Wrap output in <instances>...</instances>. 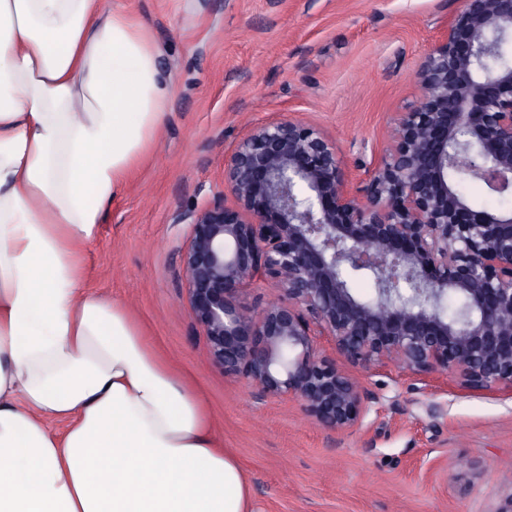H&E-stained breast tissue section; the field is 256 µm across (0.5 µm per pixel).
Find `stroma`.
Returning a JSON list of instances; mask_svg holds the SVG:
<instances>
[{"instance_id": "1", "label": "stroma", "mask_w": 512, "mask_h": 512, "mask_svg": "<svg viewBox=\"0 0 512 512\" xmlns=\"http://www.w3.org/2000/svg\"><path fill=\"white\" fill-rule=\"evenodd\" d=\"M461 0H133L173 94L153 154L83 255L85 288L128 305L202 391L253 512H499L512 498V390L475 391L398 365L339 361L368 394L332 433L298 400L260 395L210 361L185 300L181 213L224 195V158L293 118L364 186L418 105L417 74Z\"/></svg>"}]
</instances>
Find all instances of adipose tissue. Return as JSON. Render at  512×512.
I'll return each mask as SVG.
<instances>
[{
    "label": "adipose tissue",
    "instance_id": "1",
    "mask_svg": "<svg viewBox=\"0 0 512 512\" xmlns=\"http://www.w3.org/2000/svg\"><path fill=\"white\" fill-rule=\"evenodd\" d=\"M158 58L123 0H0V512H252L192 380L80 286L165 124Z\"/></svg>",
    "mask_w": 512,
    "mask_h": 512
}]
</instances>
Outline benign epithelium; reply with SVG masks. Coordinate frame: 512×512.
<instances>
[{
    "instance_id": "7a95c632",
    "label": "benign epithelium",
    "mask_w": 512,
    "mask_h": 512,
    "mask_svg": "<svg viewBox=\"0 0 512 512\" xmlns=\"http://www.w3.org/2000/svg\"><path fill=\"white\" fill-rule=\"evenodd\" d=\"M419 70L420 103L395 119L396 136L368 183L352 186L334 143L295 119L251 128L224 159V195L191 209L182 253L188 313L212 364L266 396L305 404L327 431L358 426L365 393L318 346L329 336L355 365L397 363L458 378L475 390H512V210L470 204L455 186L466 171L512 195V65L486 60L512 45V0H462ZM378 279L358 298L347 268ZM273 281L288 302L241 309L244 286ZM407 281L426 303L393 302ZM460 294L474 314L443 317Z\"/></svg>"
}]
</instances>
